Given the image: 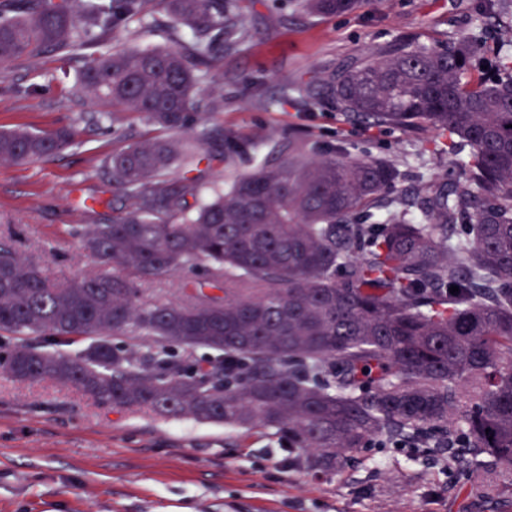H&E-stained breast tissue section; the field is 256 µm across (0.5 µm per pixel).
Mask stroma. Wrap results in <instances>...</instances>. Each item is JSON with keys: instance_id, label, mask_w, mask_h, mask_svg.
<instances>
[{"instance_id": "stroma-1", "label": "stroma", "mask_w": 512, "mask_h": 512, "mask_svg": "<svg viewBox=\"0 0 512 512\" xmlns=\"http://www.w3.org/2000/svg\"><path fill=\"white\" fill-rule=\"evenodd\" d=\"M478 0H363L340 16H316L295 0H241L242 44L197 94L198 120L238 131L246 151L225 178L251 172L291 137L311 155L343 145L353 155L419 161L437 176L454 157L432 152V129H375L300 85L340 72L398 42L448 45L504 30L487 25ZM85 64L56 53L0 68V130L75 127L74 145L27 166H0V239L36 261L54 284L92 269L70 226L103 223L129 207L103 163L151 127L129 112L102 108L72 89ZM223 101L220 111L212 101ZM95 200L94 210L85 203ZM471 459L448 451L417 454L395 443L363 449L342 472L306 466L301 452L267 431L192 419L117 412L91 394L48 380L0 374V512H512V473L498 490L460 485Z\"/></svg>"}]
</instances>
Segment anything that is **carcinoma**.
I'll return each mask as SVG.
<instances>
[{
    "label": "carcinoma",
    "instance_id": "carcinoma-1",
    "mask_svg": "<svg viewBox=\"0 0 512 512\" xmlns=\"http://www.w3.org/2000/svg\"><path fill=\"white\" fill-rule=\"evenodd\" d=\"M27 2L0 11V66L49 51L68 60L152 29L154 0ZM159 2L176 46L97 51L78 83L163 132L105 161L129 209L71 229L112 271L55 286L0 242V327L87 345L73 355L17 345L0 370L78 386L114 410L270 431L327 471L379 439L422 453L454 443L481 456L473 473L511 472L512 49L488 57L475 35L446 47L395 43L303 88L373 127L433 129L435 151L466 153L440 178L383 155L311 156L290 138L288 156L223 184L192 172L233 161L241 136L194 122L195 69L220 70L224 45L245 38L237 0ZM361 2L299 0L316 15ZM481 8L498 17L512 0ZM221 132L224 152L201 157ZM72 142L67 127L0 131V165ZM405 180V207L375 214ZM187 267L204 277L162 297L149 289ZM120 336L138 337L144 352ZM171 344L212 357L189 367Z\"/></svg>",
    "mask_w": 512,
    "mask_h": 512
}]
</instances>
